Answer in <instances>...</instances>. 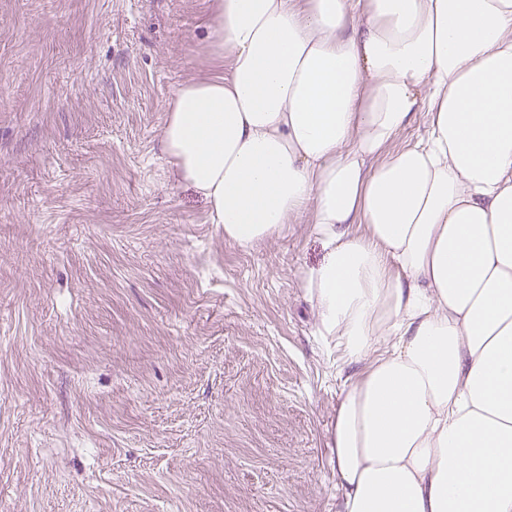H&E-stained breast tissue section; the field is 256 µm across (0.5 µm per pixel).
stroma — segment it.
<instances>
[{
  "mask_svg": "<svg viewBox=\"0 0 512 512\" xmlns=\"http://www.w3.org/2000/svg\"><path fill=\"white\" fill-rule=\"evenodd\" d=\"M211 0H0V512H339L311 225L225 241L162 146Z\"/></svg>",
  "mask_w": 512,
  "mask_h": 512,
  "instance_id": "35a3bbf8",
  "label": "stroma"
}]
</instances>
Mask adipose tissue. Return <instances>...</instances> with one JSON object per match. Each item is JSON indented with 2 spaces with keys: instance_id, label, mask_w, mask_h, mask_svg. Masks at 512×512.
Segmentation results:
<instances>
[{
  "instance_id": "adipose-tissue-1",
  "label": "adipose tissue",
  "mask_w": 512,
  "mask_h": 512,
  "mask_svg": "<svg viewBox=\"0 0 512 512\" xmlns=\"http://www.w3.org/2000/svg\"><path fill=\"white\" fill-rule=\"evenodd\" d=\"M163 148L248 248L305 217L342 512H512V0H213ZM424 135L398 145L417 117Z\"/></svg>"
}]
</instances>
